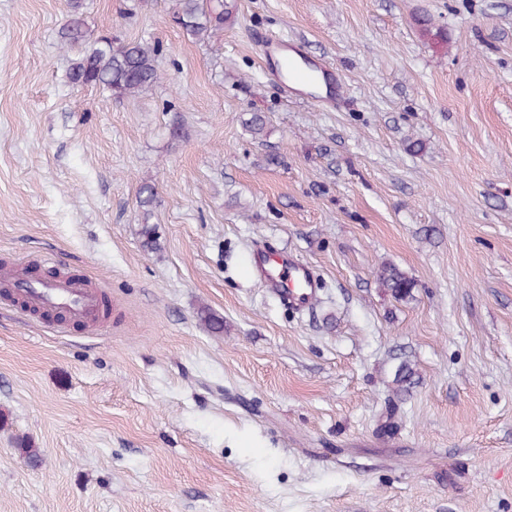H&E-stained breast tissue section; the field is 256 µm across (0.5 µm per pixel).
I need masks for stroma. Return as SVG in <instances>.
<instances>
[{"instance_id": "obj_1", "label": "stroma", "mask_w": 512, "mask_h": 512, "mask_svg": "<svg viewBox=\"0 0 512 512\" xmlns=\"http://www.w3.org/2000/svg\"><path fill=\"white\" fill-rule=\"evenodd\" d=\"M172 4L85 0L92 35L159 47L118 100L69 80L64 0H0V262L55 256L112 306L0 298V512H512V0H238L217 47ZM269 36L342 103L287 92ZM259 244L311 308L259 286ZM288 46L286 42L279 38V37H267L265 40H263L262 43V54L265 57H270L273 59V56H275V67L272 71L273 76H277L280 78V74L284 73L288 70V83H284L288 88H294V82L290 78V74L294 69L295 64L298 62L299 59H302V56L300 53L303 52V49L301 48V42L298 41H288ZM288 48V49H287ZM281 50H288V56L280 55ZM274 60V59H273ZM253 271L264 288L298 309L310 306L322 288L312 271L288 254L272 255L257 249L254 252ZM377 279L382 288L398 300L411 296L415 284L404 272L394 265H384L377 273Z\"/></svg>"}]
</instances>
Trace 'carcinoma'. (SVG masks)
Segmentation results:
<instances>
[{
  "instance_id": "obj_1",
  "label": "carcinoma",
  "mask_w": 512,
  "mask_h": 512,
  "mask_svg": "<svg viewBox=\"0 0 512 512\" xmlns=\"http://www.w3.org/2000/svg\"><path fill=\"white\" fill-rule=\"evenodd\" d=\"M67 17L59 31L61 48H78L71 59L69 79L73 83L102 87L117 98L134 97L160 80L156 66L157 49L138 41L116 44L107 36L92 37L83 18V0H66ZM236 0H175L173 17L189 35L211 40L236 14ZM381 287L398 299L411 296L415 284L394 265H384L377 273ZM417 373L406 361L395 370L393 391L409 392Z\"/></svg>"
}]
</instances>
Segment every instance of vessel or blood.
<instances>
[{"mask_svg": "<svg viewBox=\"0 0 512 512\" xmlns=\"http://www.w3.org/2000/svg\"><path fill=\"white\" fill-rule=\"evenodd\" d=\"M301 44L267 37L262 43L264 56L274 58V74L293 70L301 57ZM253 271L260 284L291 306H310L318 297L321 282L305 265L285 254L273 255L259 249L254 253ZM0 287L15 291L33 313H57L75 323H95L100 304L99 290L92 282L60 272L28 283L25 267L7 263L0 266Z\"/></svg>", "mask_w": 512, "mask_h": 512, "instance_id": "vessel-or-blood-1", "label": "vessel or blood"}]
</instances>
